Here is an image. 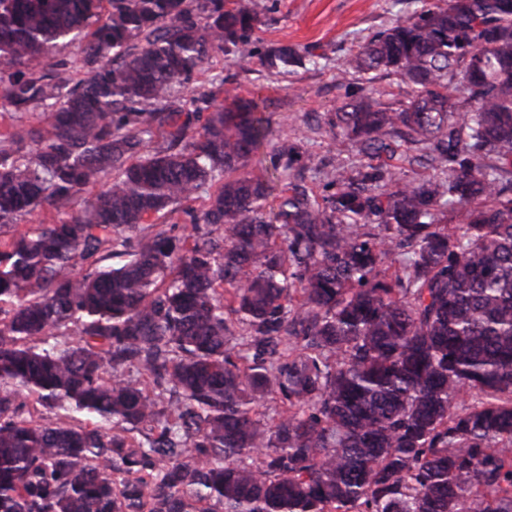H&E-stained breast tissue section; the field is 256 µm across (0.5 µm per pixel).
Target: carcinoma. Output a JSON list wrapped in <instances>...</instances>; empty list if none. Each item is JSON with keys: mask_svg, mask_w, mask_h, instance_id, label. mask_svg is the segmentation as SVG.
<instances>
[{"mask_svg": "<svg viewBox=\"0 0 512 512\" xmlns=\"http://www.w3.org/2000/svg\"><path fill=\"white\" fill-rule=\"evenodd\" d=\"M261 24L0 0V512H512V0H434L346 56L412 91L347 93L360 160L329 170L214 71L303 65ZM399 79L394 75H385L383 73H377L372 83V86L376 92L374 95L381 102L389 104L396 100H405L407 97L406 91L410 90L407 85L400 83Z\"/></svg>", "mask_w": 512, "mask_h": 512, "instance_id": "cac0c4a2", "label": "carcinoma"}]
</instances>
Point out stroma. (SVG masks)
Instances as JSON below:
<instances>
[{"label":"stroma","instance_id":"35a3bbf8","mask_svg":"<svg viewBox=\"0 0 512 512\" xmlns=\"http://www.w3.org/2000/svg\"><path fill=\"white\" fill-rule=\"evenodd\" d=\"M268 9L259 32L263 45L309 49L314 63L288 75L269 73L259 64L240 68L224 62V77L240 96L254 100L276 138L299 143L316 157L356 159V148L334 138L328 118L341 105L354 77L341 60L372 33L407 19L423 0H265Z\"/></svg>","mask_w":512,"mask_h":512}]
</instances>
